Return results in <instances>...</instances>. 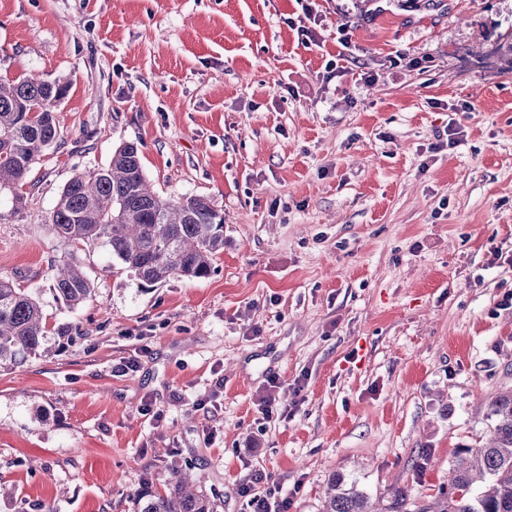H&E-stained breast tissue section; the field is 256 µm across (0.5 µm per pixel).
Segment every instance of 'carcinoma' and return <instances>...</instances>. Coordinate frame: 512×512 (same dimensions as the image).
Wrapping results in <instances>:
<instances>
[{"label":"carcinoma","instance_id":"cac0c4a2","mask_svg":"<svg viewBox=\"0 0 512 512\" xmlns=\"http://www.w3.org/2000/svg\"><path fill=\"white\" fill-rule=\"evenodd\" d=\"M65 84L28 77L0 81V189L16 188L57 140L55 103ZM51 227L67 243L104 239L123 267L153 286L173 277L211 275L224 251V215L203 196L174 202L147 181L134 143L119 146L107 167L75 174L63 187L50 215ZM53 289L71 307L91 295L90 281L74 265L57 267ZM46 323L39 302L0 278V368L37 353ZM494 419L487 442L461 447L448 469V490L429 503L412 501L396 489L377 509L337 474L322 512H512V389L489 403ZM138 512H217L215 500L177 472L169 491L137 496Z\"/></svg>","mask_w":512,"mask_h":512}]
</instances>
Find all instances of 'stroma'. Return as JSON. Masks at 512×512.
Wrapping results in <instances>:
<instances>
[{
	"label": "stroma",
	"instance_id": "obj_1",
	"mask_svg": "<svg viewBox=\"0 0 512 512\" xmlns=\"http://www.w3.org/2000/svg\"><path fill=\"white\" fill-rule=\"evenodd\" d=\"M510 35L512 0H0V78L69 86L0 190V278L48 328L0 369V512H137L180 470L218 512L256 470L288 512L336 474L374 502L447 487L512 386ZM127 142L160 195L223 213L210 277L144 287L53 234ZM53 289L70 307H78L91 295L90 281L74 265L64 262L57 267Z\"/></svg>",
	"mask_w": 512,
	"mask_h": 512
}]
</instances>
